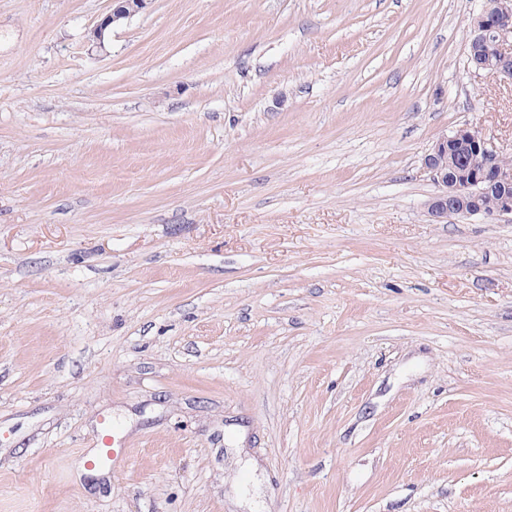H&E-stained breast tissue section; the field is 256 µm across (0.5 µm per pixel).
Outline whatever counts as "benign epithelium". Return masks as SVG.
Returning <instances> with one entry per match:
<instances>
[{"label": "benign epithelium", "mask_w": 512, "mask_h": 512, "mask_svg": "<svg viewBox=\"0 0 512 512\" xmlns=\"http://www.w3.org/2000/svg\"><path fill=\"white\" fill-rule=\"evenodd\" d=\"M151 0H112L92 30L103 43L106 33L142 12ZM512 0H483L467 40V68L512 79ZM509 156L495 150L481 131L465 124L441 136L423 158V166L438 187L428 202V213L437 223L450 216L512 217V167ZM496 191L490 207L484 195Z\"/></svg>", "instance_id": "obj_1"}]
</instances>
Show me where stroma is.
Masks as SVG:
<instances>
[{"instance_id": "obj_1", "label": "stroma", "mask_w": 512, "mask_h": 512, "mask_svg": "<svg viewBox=\"0 0 512 512\" xmlns=\"http://www.w3.org/2000/svg\"><path fill=\"white\" fill-rule=\"evenodd\" d=\"M481 3L0 0V512H512V218L422 165L512 155ZM150 2L151 0H113L112 9L93 28V38L99 44L103 43L106 33L142 12ZM511 157L498 152L481 131L465 124L442 135L423 158V166L438 187L428 202V213L436 223L448 216L483 215L512 217ZM496 190L497 197L484 195Z\"/></svg>"}]
</instances>
